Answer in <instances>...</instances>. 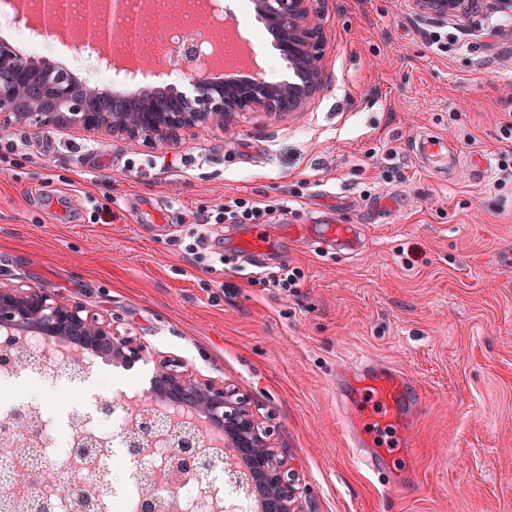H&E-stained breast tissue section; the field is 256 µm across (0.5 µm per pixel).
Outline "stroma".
I'll return each instance as SVG.
<instances>
[{
    "label": "stroma",
    "mask_w": 512,
    "mask_h": 512,
    "mask_svg": "<svg viewBox=\"0 0 512 512\" xmlns=\"http://www.w3.org/2000/svg\"><path fill=\"white\" fill-rule=\"evenodd\" d=\"M314 5L327 83L307 111L156 144L65 124L0 136V280L136 337L144 380L174 358L234 384L302 512H512V15H492L493 44L423 25L408 0ZM429 132L456 159L447 179L410 152ZM482 151L483 177L469 162ZM230 197L287 202L266 262L303 270L295 292L248 281L256 263L238 243L255 225L206 223ZM335 221L365 225L360 254L314 252L283 229ZM361 356L422 394L411 447L386 436L403 478L391 491L356 464L336 409V368Z\"/></svg>",
    "instance_id": "35a3bbf8"
}]
</instances>
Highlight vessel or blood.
Here are the masks:
<instances>
[{"instance_id":"obj_1","label":"vessel or blood","mask_w":512,"mask_h":512,"mask_svg":"<svg viewBox=\"0 0 512 512\" xmlns=\"http://www.w3.org/2000/svg\"><path fill=\"white\" fill-rule=\"evenodd\" d=\"M425 169L437 172L448 148L442 137L431 135L414 143ZM365 243L360 224H330L312 240L315 250H334L356 254ZM422 396L416 386L397 369L366 360L341 370L336 378V407L339 410L350 446L370 471H378L386 460L377 432L407 429L418 411Z\"/></svg>"}]
</instances>
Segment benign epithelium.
<instances>
[{"mask_svg": "<svg viewBox=\"0 0 512 512\" xmlns=\"http://www.w3.org/2000/svg\"><path fill=\"white\" fill-rule=\"evenodd\" d=\"M416 15L433 26H444L481 10L512 13V0H409ZM257 14L266 20L275 45L289 64H297L299 85L267 84L247 78L202 87L193 80L192 49L183 53L185 78L195 92L192 97L162 93L144 95L130 109L86 110L101 98L98 86L78 92L74 81L62 72L45 70L32 60L16 61L14 52L0 43V112L16 124L50 123L77 125L87 131L112 136L141 138L148 143L164 141L185 127L210 124L226 131L237 126L244 114L262 111L280 115L306 111L310 99L325 85L320 68L321 26L313 15V0H253ZM53 336L97 350L128 366L144 359L147 349L130 336H122L112 323L69 302L51 297L38 288H23L0 282V333ZM152 398L141 405L140 417L124 430L128 455L136 461L153 447L159 430L154 410L169 400L188 405L215 427L223 430L238 449L244 465L224 466V476L248 489L254 487L263 499V512H299L296 489L286 460L274 447L270 434L255 417L248 399L224 383L190 375L169 361L161 360L153 378ZM37 421L17 423L23 447L37 445ZM169 452L160 468L151 473L132 470L141 485L139 512H182L176 482L208 479L215 460L204 452L209 438L195 424L171 425Z\"/></svg>", "mask_w": 512, "mask_h": 512, "instance_id": "obj_1", "label": "benign epithelium"}]
</instances>
